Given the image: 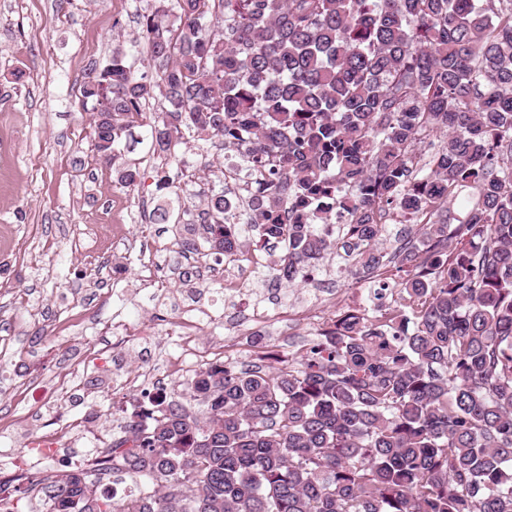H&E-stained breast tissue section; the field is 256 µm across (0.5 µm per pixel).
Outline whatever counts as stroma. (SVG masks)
I'll use <instances>...</instances> for the list:
<instances>
[{
  "label": "stroma",
  "instance_id": "obj_1",
  "mask_svg": "<svg viewBox=\"0 0 512 512\" xmlns=\"http://www.w3.org/2000/svg\"><path fill=\"white\" fill-rule=\"evenodd\" d=\"M155 0H0V465L25 458L24 443L52 431L51 401L61 378L73 390L65 395L66 415L95 408L104 437L122 424L142 399L140 389H114L115 381L148 365L158 385L181 382L169 357L176 337L154 317L177 316L201 303L214 310L204 322L201 345L220 348L227 328H244L251 303L275 311L303 305L320 294L334 309L361 292L369 312L391 305V291L380 279L356 280L335 262L321 260L316 277L297 290L274 277L258 278L248 264H227L239 292L204 282L201 299L187 295L179 271L195 256L175 247L171 225L154 224L151 210L161 201L162 176H178V193L191 213H200L208 191L236 189L242 162L218 139L179 146L175 157L152 154L147 145L123 153L140 179L121 186L115 166L92 150L91 109L80 86L92 65L122 47L138 75L154 78L148 49L140 39L141 17ZM94 230L98 259L88 263L72 249L74 238ZM164 254L159 285L139 276L142 258ZM382 299H375V292ZM138 311L143 337L128 339L117 322ZM57 327L47 335V324Z\"/></svg>",
  "mask_w": 512,
  "mask_h": 512
}]
</instances>
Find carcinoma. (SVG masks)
I'll return each mask as SVG.
<instances>
[{
	"label": "carcinoma",
	"instance_id": "cac0c4a2",
	"mask_svg": "<svg viewBox=\"0 0 512 512\" xmlns=\"http://www.w3.org/2000/svg\"><path fill=\"white\" fill-rule=\"evenodd\" d=\"M140 37L155 82L119 48L85 75L99 159L142 143L159 95L152 153L221 137L270 175L238 235L222 191L198 224L158 204L182 248L276 240L294 288L325 255L375 274L391 212L418 240L388 260L401 301L277 367L152 397L107 449L136 496L73 470L47 478L51 512H512V0H158Z\"/></svg>",
	"mask_w": 512,
	"mask_h": 512
}]
</instances>
